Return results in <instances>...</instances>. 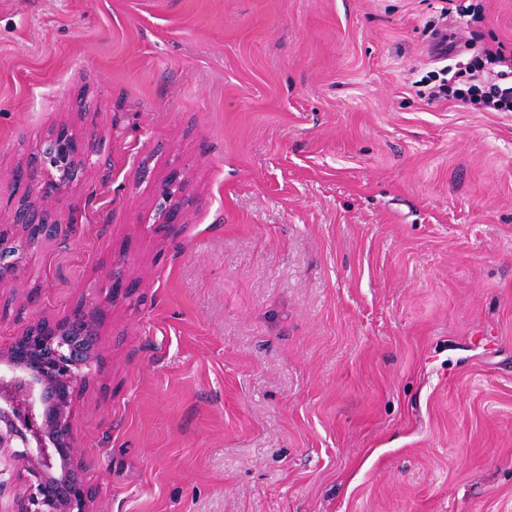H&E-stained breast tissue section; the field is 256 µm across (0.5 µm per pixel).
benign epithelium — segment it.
<instances>
[{
    "instance_id": "obj_1",
    "label": "benign epithelium",
    "mask_w": 512,
    "mask_h": 512,
    "mask_svg": "<svg viewBox=\"0 0 512 512\" xmlns=\"http://www.w3.org/2000/svg\"><path fill=\"white\" fill-rule=\"evenodd\" d=\"M44 193L73 182L87 164L85 152L65 131L41 153ZM159 211L172 223L184 205L182 184L172 177ZM19 231L0 228V282L14 278L30 251L57 235L58 225L40 223L35 205L19 202ZM112 276L105 295L80 303L62 319L42 321L19 337L27 353L0 349V458L20 465L19 486L0 470V495H13L12 512H93L92 491L83 477L72 421L77 397L101 368L100 340L114 299L131 294Z\"/></svg>"
}]
</instances>
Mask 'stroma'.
<instances>
[{
  "instance_id": "stroma-1",
  "label": "stroma",
  "mask_w": 512,
  "mask_h": 512,
  "mask_svg": "<svg viewBox=\"0 0 512 512\" xmlns=\"http://www.w3.org/2000/svg\"><path fill=\"white\" fill-rule=\"evenodd\" d=\"M441 6L0 0V225L26 169L70 227L0 347L133 290L73 420L94 512H512V112L418 95ZM62 125L89 167L44 199ZM163 202L159 204V211L164 214L165 225L172 224L174 217L183 207L185 201L182 197V184L174 176L167 183L166 188L162 192Z\"/></svg>"
}]
</instances>
